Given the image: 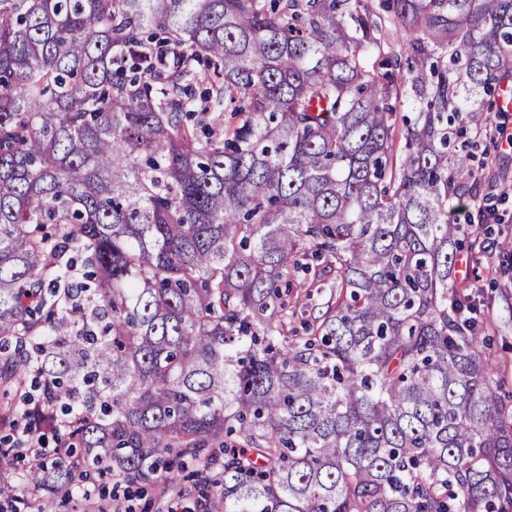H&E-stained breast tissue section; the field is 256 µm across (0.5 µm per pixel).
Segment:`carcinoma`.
<instances>
[{"label": "carcinoma", "mask_w": 512, "mask_h": 512, "mask_svg": "<svg viewBox=\"0 0 512 512\" xmlns=\"http://www.w3.org/2000/svg\"><path fill=\"white\" fill-rule=\"evenodd\" d=\"M0 0V399L81 415L37 512L195 466L207 512H512V410L452 280L512 0ZM421 104L398 128L391 102ZM333 276L289 338L284 295ZM37 357V381L19 349Z\"/></svg>", "instance_id": "cac0c4a2"}]
</instances>
